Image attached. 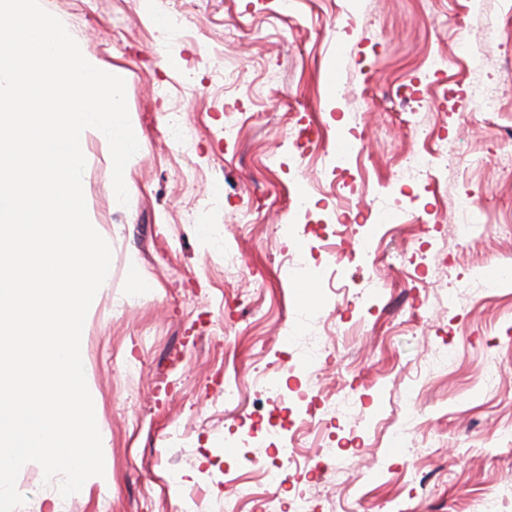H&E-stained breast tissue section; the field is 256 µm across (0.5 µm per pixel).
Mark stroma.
<instances>
[{"label": "stroma", "instance_id": "obj_1", "mask_svg": "<svg viewBox=\"0 0 512 512\" xmlns=\"http://www.w3.org/2000/svg\"><path fill=\"white\" fill-rule=\"evenodd\" d=\"M40 2L125 80L139 150L123 206L108 140L83 141L88 216L112 248L81 344L104 474L64 497L26 463L17 512H219L226 474L272 453L264 432L240 436L257 415L288 424L302 392L322 425L268 493L312 512H476L492 488L512 512V279L488 282L512 268V0ZM479 81L501 88L492 132L466 98ZM426 145L473 164L407 171ZM366 214L382 240L336 236ZM331 248L389 263L354 284L320 265Z\"/></svg>", "mask_w": 512, "mask_h": 512}]
</instances>
